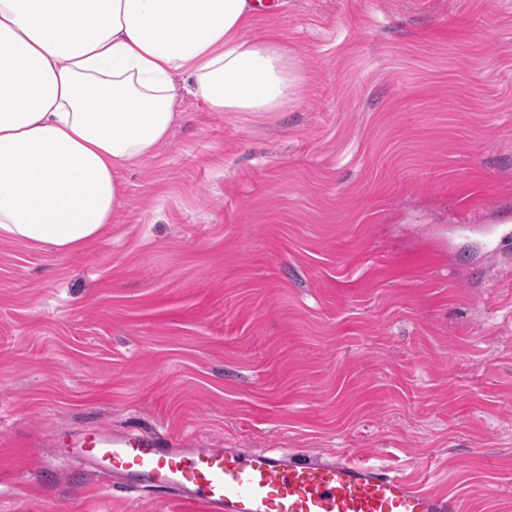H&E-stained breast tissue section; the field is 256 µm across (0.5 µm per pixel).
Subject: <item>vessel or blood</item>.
Masks as SVG:
<instances>
[{"mask_svg": "<svg viewBox=\"0 0 512 512\" xmlns=\"http://www.w3.org/2000/svg\"><path fill=\"white\" fill-rule=\"evenodd\" d=\"M78 453L102 477L201 506L203 512H460L453 495L418 488L365 459L203 445L148 430L99 427Z\"/></svg>", "mask_w": 512, "mask_h": 512, "instance_id": "obj_1", "label": "vessel or blood"}]
</instances>
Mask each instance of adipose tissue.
Instances as JSON below:
<instances>
[{
    "instance_id": "ef3b65f1",
    "label": "adipose tissue",
    "mask_w": 512,
    "mask_h": 512,
    "mask_svg": "<svg viewBox=\"0 0 512 512\" xmlns=\"http://www.w3.org/2000/svg\"><path fill=\"white\" fill-rule=\"evenodd\" d=\"M277 0H0V238L71 252L101 237L122 173L177 119L175 82L211 111L270 114L303 69L250 34Z\"/></svg>"
}]
</instances>
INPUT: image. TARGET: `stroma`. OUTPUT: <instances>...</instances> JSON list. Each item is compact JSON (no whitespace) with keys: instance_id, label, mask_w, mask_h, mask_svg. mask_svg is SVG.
I'll return each instance as SVG.
<instances>
[{"instance_id":"35a3bbf8","label":"stroma","mask_w":512,"mask_h":512,"mask_svg":"<svg viewBox=\"0 0 512 512\" xmlns=\"http://www.w3.org/2000/svg\"><path fill=\"white\" fill-rule=\"evenodd\" d=\"M296 101L180 118L84 248L0 238V512H185L85 429L342 451L512 512V0H281Z\"/></svg>"}]
</instances>
